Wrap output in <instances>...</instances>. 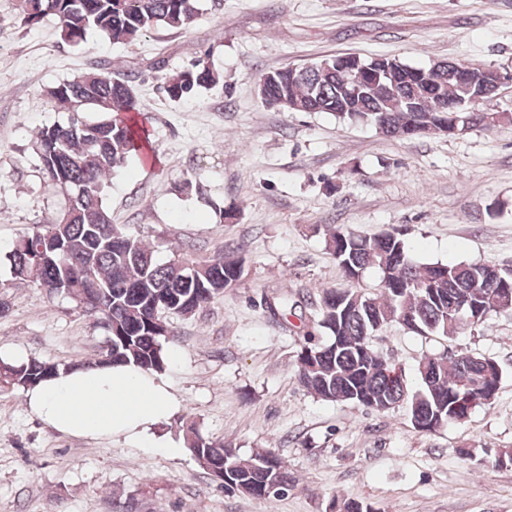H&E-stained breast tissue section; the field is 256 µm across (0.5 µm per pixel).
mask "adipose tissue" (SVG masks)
Returning <instances> with one entry per match:
<instances>
[{
    "mask_svg": "<svg viewBox=\"0 0 512 512\" xmlns=\"http://www.w3.org/2000/svg\"><path fill=\"white\" fill-rule=\"evenodd\" d=\"M29 410L59 432L75 436H124L139 447L172 453L155 428L175 399L165 382L129 365L60 372L26 389Z\"/></svg>",
    "mask_w": 512,
    "mask_h": 512,
    "instance_id": "ef3b65f1",
    "label": "adipose tissue"
}]
</instances>
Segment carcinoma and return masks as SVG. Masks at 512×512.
Masks as SVG:
<instances>
[{"label":"carcinoma","mask_w":512,"mask_h":512,"mask_svg":"<svg viewBox=\"0 0 512 512\" xmlns=\"http://www.w3.org/2000/svg\"><path fill=\"white\" fill-rule=\"evenodd\" d=\"M201 14L200 0H18L16 22L26 27L45 17L57 20L61 38L84 47L99 33L114 44H131L154 28H189ZM397 94L413 102L396 106L385 85L390 77L358 91L336 73V57L311 63L291 80L288 68L261 73L262 100L296 112H329L342 123L372 125L405 138L414 127L437 123L465 95L453 72L441 67L426 90L412 78L429 71L398 58ZM222 76L199 60L166 80L173 99L191 97L220 83ZM51 102L71 113L68 122L42 128L32 139L40 169L64 200L45 225L18 239L8 254L11 273L33 282L48 296L63 295L100 316L112 346L77 366L133 365L145 372L166 366L163 342L173 335L166 317L193 316L234 288L244 258L224 242L212 259L178 257L159 262L141 240L112 223L106 204L109 177L139 156L146 142L134 115L139 113L131 76L99 68L60 83L47 92ZM468 127L494 128L509 119L500 112H462ZM348 288L324 291L314 321L321 342L305 337L297 353V382L328 402H351L367 410L408 406L414 429L433 432L466 419L478 406L495 401L507 370L495 358L446 349L422 354L415 382L371 345L384 327L397 323L418 336L453 339L460 325H478L492 313L512 312V270L490 263H415L401 234L359 236L340 227L325 234ZM378 274V293L360 283L368 270ZM73 364L30 359L16 365L0 359V388L33 387ZM191 456L207 470L226 476L224 489L253 498L281 496L292 486L284 463L271 453L248 459L220 440L188 430Z\"/></svg>","instance_id":"1"}]
</instances>
